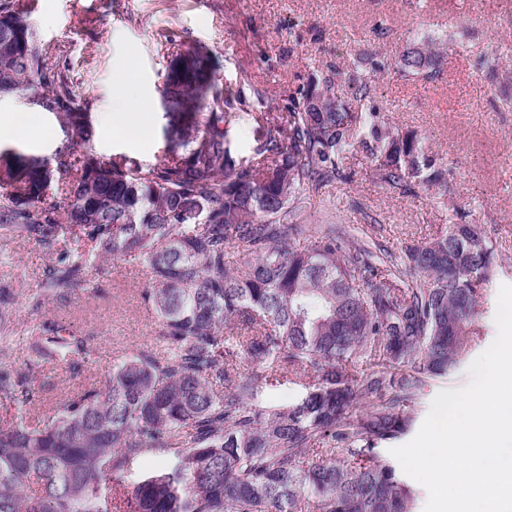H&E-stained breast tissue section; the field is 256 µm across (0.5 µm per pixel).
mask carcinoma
<instances>
[{
    "label": "carcinoma",
    "mask_w": 512,
    "mask_h": 512,
    "mask_svg": "<svg viewBox=\"0 0 512 512\" xmlns=\"http://www.w3.org/2000/svg\"><path fill=\"white\" fill-rule=\"evenodd\" d=\"M31 9L0 0V96L55 113L71 144L50 160L0 150V236L54 256L34 309L91 287L101 262L138 261L167 348L140 346L102 386L1 427L0 512H416L414 490L375 449L413 427L406 407L427 379L483 342L496 248L477 225L450 224L395 255L362 229L298 218L305 199L349 181L343 161L358 149L379 184L434 188L444 202L445 157L371 104L377 77H429L440 53L415 44L312 75L285 111L260 114L243 159L226 126L251 101L217 86L208 50L188 49L162 89L168 147L144 168L86 149L94 130L81 92L49 64ZM57 184L64 204L45 205ZM15 296L0 284V342L16 339L6 319ZM22 342L23 371L0 349V399L20 407L33 399L31 370L77 368L90 354L88 337L60 326ZM364 356L372 368L357 375ZM280 377L303 391L286 408L261 407ZM149 454L166 464L124 485Z\"/></svg>",
    "instance_id": "cac0c4a2"
}]
</instances>
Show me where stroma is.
I'll return each mask as SVG.
<instances>
[{"label":"stroma","instance_id":"1","mask_svg":"<svg viewBox=\"0 0 512 512\" xmlns=\"http://www.w3.org/2000/svg\"><path fill=\"white\" fill-rule=\"evenodd\" d=\"M31 21L52 67L81 84L90 118L111 105L113 73H126L149 107L130 117L146 123V136L135 145L99 133L90 146L101 159L123 154L146 166L165 150L161 89L178 51L206 48L220 85L247 94L265 88L264 103L228 127L232 151L248 159L257 113L281 111L289 92L311 75L345 69L360 55L397 57L409 44L429 42L445 53L440 73L379 78L375 100L396 128L417 131L445 156L447 205L422 187L407 195L374 182L369 159L358 151L343 162L349 182L329 200H305L303 220L362 228L394 253L448 224L475 223L498 249L499 283L512 285V22L481 0H422L416 11L401 0H35ZM493 52L503 58L490 80L480 61ZM48 262L35 241L0 238V281L23 286L9 317L27 330L65 326L88 337L92 353L79 370L61 363L36 372L33 405L0 400V426L47 411L89 381L106 380L114 359L156 341L157 320L143 299L147 280L135 261L101 263L89 273L90 291L77 288L35 309L29 299L39 293Z\"/></svg>","mask_w":512,"mask_h":512}]
</instances>
